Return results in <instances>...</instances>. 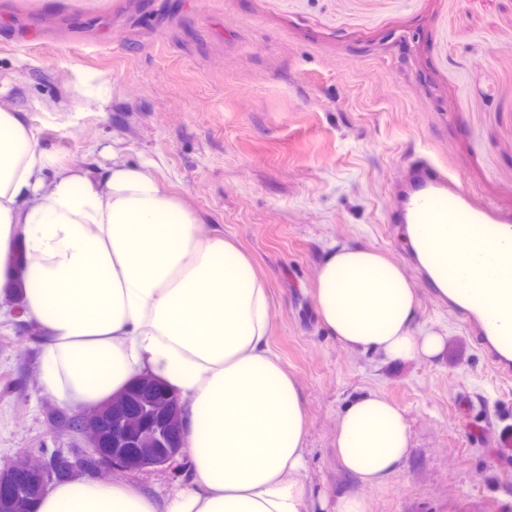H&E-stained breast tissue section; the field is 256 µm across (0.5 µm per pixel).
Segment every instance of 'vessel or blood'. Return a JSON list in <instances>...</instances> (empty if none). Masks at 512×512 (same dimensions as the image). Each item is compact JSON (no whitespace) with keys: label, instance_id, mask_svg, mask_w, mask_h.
Wrapping results in <instances>:
<instances>
[{"label":"vessel or blood","instance_id":"vessel-or-blood-1","mask_svg":"<svg viewBox=\"0 0 512 512\" xmlns=\"http://www.w3.org/2000/svg\"><path fill=\"white\" fill-rule=\"evenodd\" d=\"M392 224L422 225V238L444 224L449 235H463L471 248L491 244L496 248L503 274L512 273V222L492 204L473 205L470 192L446 166L426 155L413 156L401 184L400 198L388 215ZM455 310L483 349L489 365L503 378H512V360L503 352L512 349V290L501 288L486 295L479 288L461 289Z\"/></svg>","mask_w":512,"mask_h":512}]
</instances>
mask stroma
Masks as SVG:
<instances>
[{"instance_id": "35a3bbf8", "label": "stroma", "mask_w": 512, "mask_h": 512, "mask_svg": "<svg viewBox=\"0 0 512 512\" xmlns=\"http://www.w3.org/2000/svg\"><path fill=\"white\" fill-rule=\"evenodd\" d=\"M112 84L103 112H68L69 80ZM0 79L41 146L100 170L113 150L155 175L237 243L269 284L270 346L306 416L305 479L355 489L369 512H512V381L502 380L388 223L409 158L447 164L475 203L512 213V0H0ZM51 98L59 112H41ZM402 265L415 327L442 359L384 361L342 348L315 305L331 246ZM28 325H0V469L76 440L38 386ZM378 391L406 413L413 448L380 485L336 456V422ZM182 473L111 475L158 494Z\"/></svg>"}]
</instances>
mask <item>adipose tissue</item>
<instances>
[{"mask_svg": "<svg viewBox=\"0 0 512 512\" xmlns=\"http://www.w3.org/2000/svg\"><path fill=\"white\" fill-rule=\"evenodd\" d=\"M0 80V284L22 281L20 309L41 336V393L82 414L149 374L178 398L187 476L171 494L136 484L68 480L37 512H309L306 418L294 379L269 347L270 297L250 258L156 179L113 155L90 176L42 147ZM406 232L442 293L441 266L468 246ZM22 263H15V256ZM315 303L343 347L384 360L435 359L446 337L414 329L418 297L404 268L364 246L331 250ZM412 448L405 412L376 392L351 399L336 455L363 485L396 474Z\"/></svg>", "mask_w": 512, "mask_h": 512, "instance_id": "1", "label": "adipose tissue"}]
</instances>
